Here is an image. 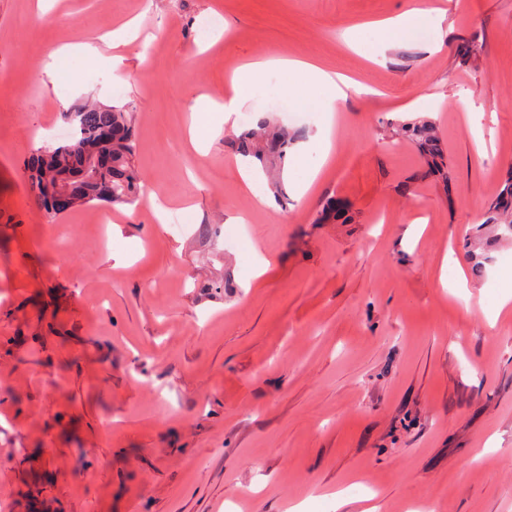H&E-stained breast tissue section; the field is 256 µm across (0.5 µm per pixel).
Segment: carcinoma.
Instances as JSON below:
<instances>
[{"label":"carcinoma","mask_w":512,"mask_h":512,"mask_svg":"<svg viewBox=\"0 0 512 512\" xmlns=\"http://www.w3.org/2000/svg\"><path fill=\"white\" fill-rule=\"evenodd\" d=\"M65 118L75 123L73 139L41 151L28 165L32 191L43 207L50 209L49 192L64 174L75 176L70 181L75 205L96 200L114 204L140 201L145 187L134 165L137 143L130 112L123 108L87 105L65 113ZM397 133L416 142L426 159L427 169L423 176H434L442 171L444 151L432 121L424 118L401 121L397 124ZM298 139V132L280 123L263 120L230 140L227 147L234 156L254 157L261 161L262 170L268 175L282 165L288 150ZM91 155L108 157L112 159V165L86 170L85 161ZM345 214L343 203L329 197L323 202L315 222L324 223ZM488 226L502 227L512 234V173L471 227L470 235L481 238Z\"/></svg>","instance_id":"obj_1"}]
</instances>
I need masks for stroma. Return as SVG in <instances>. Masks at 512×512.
Segmentation results:
<instances>
[{
  "instance_id": "stroma-1",
  "label": "stroma",
  "mask_w": 512,
  "mask_h": 512,
  "mask_svg": "<svg viewBox=\"0 0 512 512\" xmlns=\"http://www.w3.org/2000/svg\"><path fill=\"white\" fill-rule=\"evenodd\" d=\"M447 2L385 54L366 23L430 0H62L55 25L0 0V512H362L369 495L379 512H512V237L466 234L512 171V0ZM132 17L160 49L124 48L116 95L103 36ZM75 41L98 56L45 79ZM263 54L372 90L275 111L335 150L303 196L316 153L288 158L274 213L223 136L187 135L198 98ZM306 83L273 72L243 110ZM87 103L132 107L158 208L36 200L25 162ZM415 117L435 122L448 179L422 178L397 134ZM330 196L350 223H316ZM181 211L180 231L158 218ZM230 215L247 218L233 247L210 231ZM460 269L466 287L441 286Z\"/></svg>"
}]
</instances>
